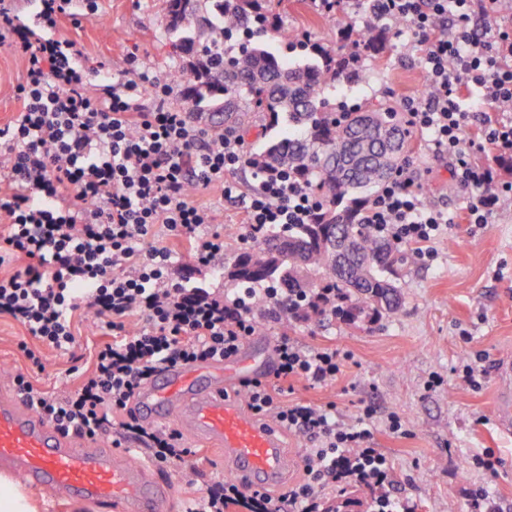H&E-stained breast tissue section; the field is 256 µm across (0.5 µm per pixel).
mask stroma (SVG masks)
Listing matches in <instances>:
<instances>
[{
  "label": "stroma",
  "mask_w": 512,
  "mask_h": 512,
  "mask_svg": "<svg viewBox=\"0 0 512 512\" xmlns=\"http://www.w3.org/2000/svg\"><path fill=\"white\" fill-rule=\"evenodd\" d=\"M97 7L87 19L83 0H76L83 20L76 25L63 19L58 36L82 42L89 57L111 60L117 72L135 65L152 75H168L188 62L179 34L169 29L164 0H97ZM283 24L330 46L341 29L362 27L364 19L346 5L327 17L315 14L310 0H288ZM363 67L367 82L336 79L327 96L365 105L388 97L401 104L424 92L422 52L408 36L389 35L385 54H367ZM23 69L22 60L0 47V123L21 108L13 87ZM403 159L414 167L428 203L454 215L464 211L467 196L453 182L447 158L428 151L417 135ZM193 199L215 210L224 231L225 260L258 246L242 222L241 201L224 199L216 188L196 192ZM429 249L430 257L415 258L402 271L397 285L403 303L394 314L356 328L329 314L304 321L284 314L267 318L224 366L235 368L246 357L258 378L272 380L273 345L284 334L305 347L335 349L343 363L335 381L292 380L280 401L332 402L346 423L363 407H372L374 446L389 461L391 497L408 512H467L470 491L480 487L497 512H512V435L500 433L495 423L494 373L499 357H512V200L502 203L490 223L447 225ZM75 333L73 353L62 355L0 316V393L13 392L18 373L49 392L78 389L107 336L82 312L75 318ZM29 349L41 367L26 357ZM466 362L476 368L478 386L458 379L456 370ZM434 374L441 376V385L426 389ZM392 414L405 421V433L386 430ZM194 450L188 464L165 471L179 493L174 512H185L207 479L225 473L223 450L201 444ZM487 451L498 460L492 472L473 463ZM193 467L198 470L194 476L189 473Z\"/></svg>",
  "instance_id": "35a3bbf8"
}]
</instances>
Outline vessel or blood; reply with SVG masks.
Here are the masks:
<instances>
[{"instance_id":"obj_1","label":"vessel or blood","mask_w":512,"mask_h":512,"mask_svg":"<svg viewBox=\"0 0 512 512\" xmlns=\"http://www.w3.org/2000/svg\"><path fill=\"white\" fill-rule=\"evenodd\" d=\"M500 432L512 433V360L498 363ZM133 407L150 425H166L188 441L224 451L236 482L270 491L286 481L292 460L276 428L254 422L224 397L220 362L178 367L141 388ZM0 466L24 483L59 496L103 504L111 512H171L177 493L168 479L117 449L90 448L60 433L19 397L0 396Z\"/></svg>"}]
</instances>
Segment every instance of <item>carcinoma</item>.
Here are the masks:
<instances>
[{
	"instance_id": "1",
	"label": "carcinoma",
	"mask_w": 512,
	"mask_h": 512,
	"mask_svg": "<svg viewBox=\"0 0 512 512\" xmlns=\"http://www.w3.org/2000/svg\"><path fill=\"white\" fill-rule=\"evenodd\" d=\"M166 4L173 31L194 17L183 0ZM195 9L202 24L182 39L193 52L182 67L184 99L214 132L277 131L252 154L254 165L286 170L324 199L311 223L275 228L258 248L237 254L227 277L289 289L296 320L329 311L356 326L395 313V276L412 253L360 223V213L397 169L411 131L391 100L359 111L324 97L347 47L374 53L385 30L368 19L343 44L324 46L285 32L288 0H196Z\"/></svg>"
}]
</instances>
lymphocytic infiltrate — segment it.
<instances>
[{"instance_id":"obj_1","label":"lymphocytic infiltrate","mask_w":512,"mask_h":512,"mask_svg":"<svg viewBox=\"0 0 512 512\" xmlns=\"http://www.w3.org/2000/svg\"><path fill=\"white\" fill-rule=\"evenodd\" d=\"M34 21L0 0V46L24 64L15 96L21 110L0 124V316L19 322L48 347L69 351L74 316L85 310L112 333L96 353L93 371L76 391L55 394L24 376L14 384L23 401L66 434L95 439L111 434L144 445L162 466L192 454L170 428L146 426L130 411L136 391L156 374L189 364L230 358L256 329L267 305L294 310L283 288H244L228 297L190 275L176 276L175 250L150 244L164 228L186 244L199 266L224 256L211 208L193 195L220 188L237 198V171L251 156L241 139L198 127L189 112L168 106L171 78L133 69L114 73L105 60L90 62L82 43L61 39L56 28L74 17L73 0H35ZM369 16L389 29L407 28L422 49L429 90L403 106L409 127L429 134V148L452 159L451 176L469 190L465 220L489 223L512 197L499 169L512 160V26L503 25L512 0H368ZM111 84L93 95V82ZM151 93L153 107L141 99ZM478 94L482 112L463 102ZM483 154L480 162L471 153ZM245 203L251 236L309 223L322 199L287 172L255 171ZM363 223L394 245L424 246L448 224L447 211L428 204L407 168H399L368 203ZM145 325L130 329L127 318ZM276 379L315 383L336 379V350L305 348L288 336L274 346ZM248 407L260 419L302 434L306 478L279 497L243 494L231 481L207 482L187 512H325L324 486L364 481L384 488L386 458L374 448L363 408L360 421L342 425L336 406L277 401L261 381L244 382Z\"/></svg>"}]
</instances>
